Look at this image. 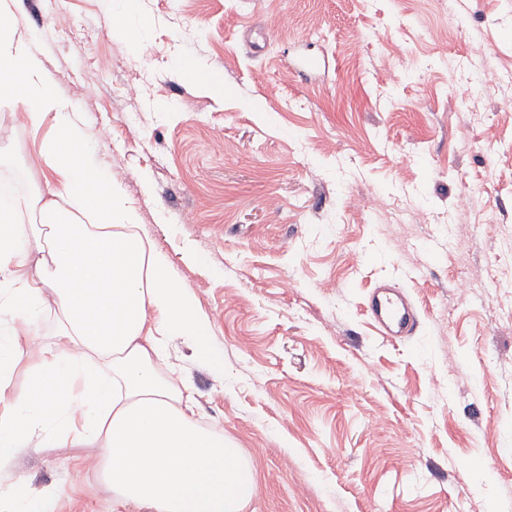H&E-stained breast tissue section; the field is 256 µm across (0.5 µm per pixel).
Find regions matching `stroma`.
I'll use <instances>...</instances> for the list:
<instances>
[{
	"mask_svg": "<svg viewBox=\"0 0 512 512\" xmlns=\"http://www.w3.org/2000/svg\"><path fill=\"white\" fill-rule=\"evenodd\" d=\"M143 8L139 54L98 0H22L20 22L211 322L223 371L176 337L158 375L254 467L245 512L512 506V110L494 80L512 71V0ZM187 53L223 97L177 75ZM52 131L0 112V173ZM386 280L417 308L413 336H381L367 311ZM97 455L39 447L12 474L59 512H139L113 507Z\"/></svg>",
	"mask_w": 512,
	"mask_h": 512,
	"instance_id": "1",
	"label": "stroma"
}]
</instances>
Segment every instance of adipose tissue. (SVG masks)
<instances>
[{
  "mask_svg": "<svg viewBox=\"0 0 512 512\" xmlns=\"http://www.w3.org/2000/svg\"><path fill=\"white\" fill-rule=\"evenodd\" d=\"M131 52L151 25L142 0H99ZM37 33L19 25L17 0H0V111L30 122L53 116L56 136L35 155L51 172L31 194L29 165L0 177V472L32 448H96V468L117 505L147 512H244L258 489L251 465L223 435L194 419L190 397L159 382L156 367L178 336L218 359L211 324L170 261L146 250L112 172L83 134L85 119L50 85ZM39 211L40 221L23 217ZM54 310L52 342L38 337ZM34 361L27 391L10 394L17 359ZM53 494L0 483V512H55Z\"/></svg>",
  "mask_w": 512,
  "mask_h": 512,
  "instance_id": "obj_1",
  "label": "adipose tissue"
}]
</instances>
